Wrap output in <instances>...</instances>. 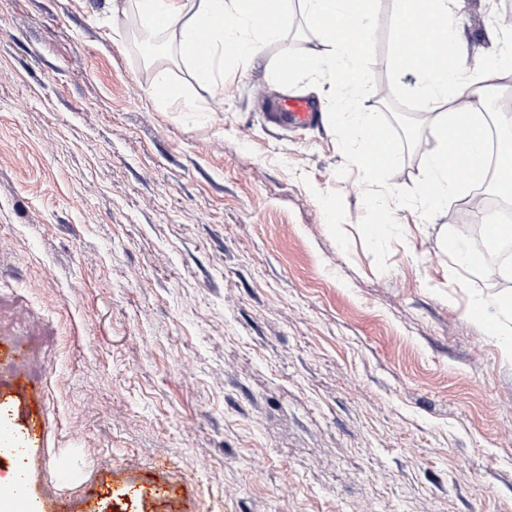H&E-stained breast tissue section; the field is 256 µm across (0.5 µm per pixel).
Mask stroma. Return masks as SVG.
<instances>
[{
	"instance_id": "35a3bbf8",
	"label": "stroma",
	"mask_w": 512,
	"mask_h": 512,
	"mask_svg": "<svg viewBox=\"0 0 512 512\" xmlns=\"http://www.w3.org/2000/svg\"><path fill=\"white\" fill-rule=\"evenodd\" d=\"M512 0H457L467 56L512 53ZM288 7L262 64L197 82L173 36L158 64L209 104L159 106L133 12L0 0V344L40 339L29 512H512V357L472 313L512 279L458 271L474 188L404 231L379 272L358 168L326 121L274 120L329 85L283 89L275 54L320 39ZM381 0L377 84L398 134L434 113L395 61ZM331 211H324V204ZM73 459L77 478L56 476Z\"/></svg>"
}]
</instances>
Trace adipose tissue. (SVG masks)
<instances>
[{"mask_svg":"<svg viewBox=\"0 0 512 512\" xmlns=\"http://www.w3.org/2000/svg\"><path fill=\"white\" fill-rule=\"evenodd\" d=\"M452 2L395 0L398 22L419 25L408 41L397 42L396 55L419 75L425 96L442 110L432 126L437 150L426 164L424 191L393 198L381 193L377 205L393 199L427 214L436 212L447 207L449 196L487 173L485 95L512 76V55L476 56L461 65ZM134 6L143 33L174 34L183 65L212 85L223 83L226 60L254 62L260 43L280 33L285 14V0H134ZM147 93L156 104H175L184 112L207 109L182 93L164 66L154 67Z\"/></svg>","mask_w":512,"mask_h":512,"instance_id":"adipose-tissue-1","label":"adipose tissue"}]
</instances>
